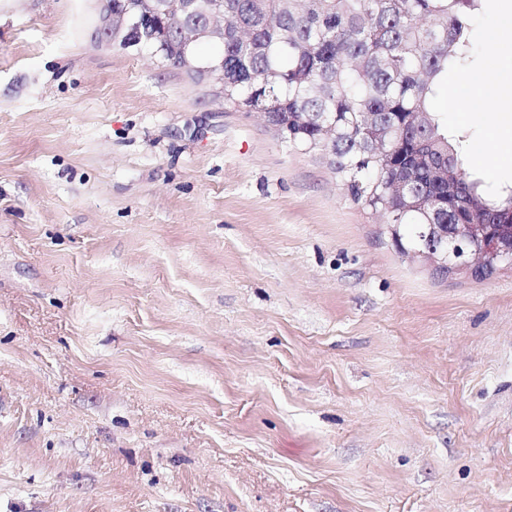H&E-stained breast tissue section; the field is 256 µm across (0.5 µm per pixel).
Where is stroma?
<instances>
[{
	"label": "stroma",
	"mask_w": 512,
	"mask_h": 512,
	"mask_svg": "<svg viewBox=\"0 0 512 512\" xmlns=\"http://www.w3.org/2000/svg\"><path fill=\"white\" fill-rule=\"evenodd\" d=\"M481 0L464 73L512 86ZM0 0V512H512V268L400 254L221 85ZM438 109L464 171L489 115Z\"/></svg>",
	"instance_id": "stroma-1"
}]
</instances>
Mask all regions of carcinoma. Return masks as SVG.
<instances>
[{"label":"carcinoma","mask_w":512,"mask_h":512,"mask_svg":"<svg viewBox=\"0 0 512 512\" xmlns=\"http://www.w3.org/2000/svg\"><path fill=\"white\" fill-rule=\"evenodd\" d=\"M480 0H224V38L191 24L157 28L142 44L168 66L220 76L224 104L323 158L351 200L399 225L419 249L424 224H498L509 243L512 187L491 194L459 165L433 104L448 70L464 66ZM155 0H112L140 14ZM203 44L216 46L206 57Z\"/></svg>","instance_id":"obj_1"}]
</instances>
